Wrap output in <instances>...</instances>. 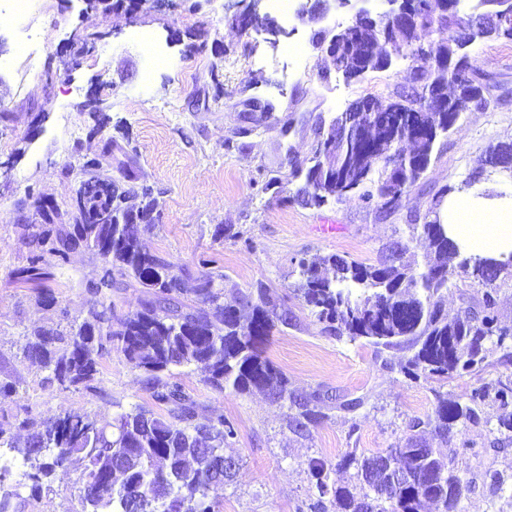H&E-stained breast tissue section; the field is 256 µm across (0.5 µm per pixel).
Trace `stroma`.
<instances>
[{"label":"stroma","instance_id":"35a3bbf8","mask_svg":"<svg viewBox=\"0 0 512 512\" xmlns=\"http://www.w3.org/2000/svg\"><path fill=\"white\" fill-rule=\"evenodd\" d=\"M238 0H144L136 10L105 9L86 0H34L25 20L43 35L38 70H30L17 47L18 30L0 28V372L17 383L10 413L23 409L55 416L66 410L116 414L153 407L140 372L113 353L100 375L101 395L45 387L44 372L21 353L24 337L62 316L83 319L89 280L102 262L79 249L29 280L35 237L45 229L38 206L54 202L69 209L87 180V159L101 155L106 140L118 145L136 183L160 191L161 218L141 232L147 249L192 274L224 277L231 303L256 282L277 291L296 315L280 327L266 357L304 394L365 396L358 410L330 412L304 435L289 425L287 404L259 392L237 393L205 384L196 365L173 368L175 381L196 395L199 416L220 414L233 432L226 449L239 455L237 477L211 490L220 512H312L318 492L308 476L310 460L323 461L334 482H349L336 464L352 449L385 451L407 434L409 421L431 414L437 394L457 397L495 381L512 366H491L446 384L414 381L381 368L370 347L323 332L293 292L300 258L347 253L373 264L386 246L407 239L408 226L433 206L444 187L466 191L471 175L479 189L512 196V174L480 169L491 146L512 143V42L471 46L484 62L489 104L462 115L458 128L437 145V157L398 209L351 197L339 204L302 207L288 203L287 187L267 188L270 178L287 179L292 163L311 158L320 121L360 99L389 97L410 78L407 62L357 79L336 73L310 41V30L291 18L290 37L270 44L264 33L243 31L233 17ZM148 33L168 57L149 68ZM84 45L72 63L70 44ZM109 167V175L117 169ZM234 235L216 238L218 227ZM49 290L59 304L37 303ZM498 406L484 405L481 421L467 425L451 447L460 472L472 483L462 512H512V433L495 429ZM78 470L58 471L51 489L31 501L27 512H81Z\"/></svg>","mask_w":512,"mask_h":512}]
</instances>
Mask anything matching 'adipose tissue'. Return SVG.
I'll list each match as a JSON object with an SVG mask.
<instances>
[{"label": "adipose tissue", "instance_id": "obj_1", "mask_svg": "<svg viewBox=\"0 0 512 512\" xmlns=\"http://www.w3.org/2000/svg\"><path fill=\"white\" fill-rule=\"evenodd\" d=\"M441 221L466 252L502 260L512 257V199L482 202L462 192L444 204Z\"/></svg>", "mask_w": 512, "mask_h": 512}]
</instances>
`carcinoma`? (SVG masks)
I'll use <instances>...</instances> for the list:
<instances>
[{
  "label": "carcinoma",
  "mask_w": 512,
  "mask_h": 512,
  "mask_svg": "<svg viewBox=\"0 0 512 512\" xmlns=\"http://www.w3.org/2000/svg\"><path fill=\"white\" fill-rule=\"evenodd\" d=\"M476 11L512 14V0H474L468 10L458 8L449 16L434 14L429 0H418L408 29L377 31L362 24L331 32L335 67L360 59L371 71L383 70L384 62L372 59V52L392 40L414 64L412 88L429 85L432 98L427 102L417 93L396 91L394 95L406 96L405 111L376 112L349 137L318 141L309 167L292 166L288 183L298 185L288 201L321 207L356 195L367 204L377 199L390 209L400 205L428 169L439 140L455 129L467 102L483 86L477 60L467 48L479 39L512 40V25L468 28V16ZM414 38L429 41L439 68H429L413 54ZM492 152L495 168L512 172V143L498 144ZM102 166L100 160L85 163L97 174L85 181L83 205L68 213V223L39 234L27 270L30 278L40 279L78 248L98 255L103 269L87 282V317L34 330L22 351L47 372V383L92 395L100 393L101 362L119 352L142 372L146 390L162 411L137 406L110 416L69 410L46 419L28 413L15 424L26 432L21 443L0 429V448L12 450L35 469L24 473L31 480L29 496L17 490L1 494L0 512H25L30 500L50 489V477L75 461L83 466L82 512H216L208 500L213 481H230L241 468L239 458L224 452L233 432L224 429L221 414L198 418L194 394L164 378L171 368L194 363L208 373L207 383L213 387L229 386L240 393L261 390L274 402L289 403L296 409L289 425L299 434L327 419L330 410L355 411L365 397L326 400L288 389L286 377L264 357V346L278 327L292 324L293 314L265 283L257 282L230 308L222 301L224 275L208 272L196 278L195 299L184 300L188 272L145 250L132 232L136 224H158L154 188L134 184L129 176L101 174ZM99 210L111 213L112 223L84 222L85 214ZM409 228L411 237L427 242L436 261L421 270L405 263L407 240L393 242L377 264L347 253L303 257L296 298L324 332L372 347L381 367L393 368L385 352L400 353V371L412 380L441 381L479 372L494 365L489 357L498 352L497 362L509 361L512 351L505 344L508 329L499 320L497 293L512 281V258L463 254L436 218ZM453 258L483 291L450 319L443 313L442 298L453 276L448 267ZM133 282L147 299L140 309L118 318L116 298ZM17 395L10 376L0 379V411ZM489 399L502 409L498 425L512 431V377L507 376L473 389L464 401L437 395L432 413L412 419L404 442L383 453L348 451L341 466L354 469L362 486L358 496L338 483L328 484L325 463L310 461L309 475L319 493L313 509L327 512L330 496L336 512H426L428 504L439 512H461L470 481L425 436L453 440L481 420Z\"/></svg>",
  "instance_id": "carcinoma-1"
}]
</instances>
